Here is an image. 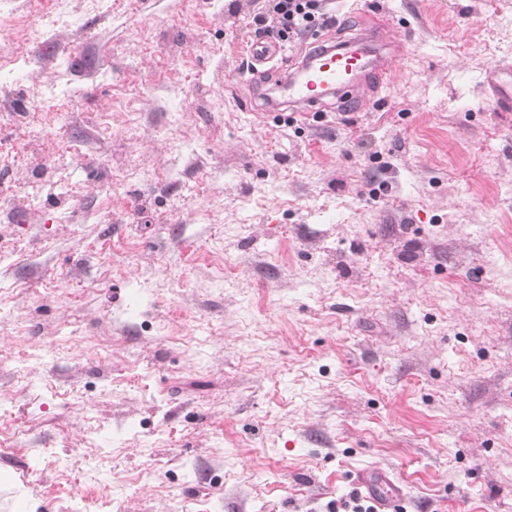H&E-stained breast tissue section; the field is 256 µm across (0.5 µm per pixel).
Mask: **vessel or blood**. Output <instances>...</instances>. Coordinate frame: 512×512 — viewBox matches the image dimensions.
<instances>
[{
	"label": "vessel or blood",
	"instance_id": "b4317fda",
	"mask_svg": "<svg viewBox=\"0 0 512 512\" xmlns=\"http://www.w3.org/2000/svg\"><path fill=\"white\" fill-rule=\"evenodd\" d=\"M378 35L375 29L363 32L336 48L316 37L315 51L305 57L298 75L283 87L284 103L270 102L269 111L285 108L310 117L325 111L332 100L360 101L370 80L388 82L389 60L374 44ZM351 482L374 502L376 512H400L403 489L387 474L364 468L352 475Z\"/></svg>",
	"mask_w": 512,
	"mask_h": 512
}]
</instances>
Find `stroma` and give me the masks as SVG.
<instances>
[{"mask_svg": "<svg viewBox=\"0 0 512 512\" xmlns=\"http://www.w3.org/2000/svg\"><path fill=\"white\" fill-rule=\"evenodd\" d=\"M15 0L0 512H512V0H326L393 79L266 112L265 0ZM351 483L375 504L376 512H399L403 503V489L387 474L372 468L357 470Z\"/></svg>", "mask_w": 512, "mask_h": 512, "instance_id": "obj_1", "label": "stroma"}]
</instances>
